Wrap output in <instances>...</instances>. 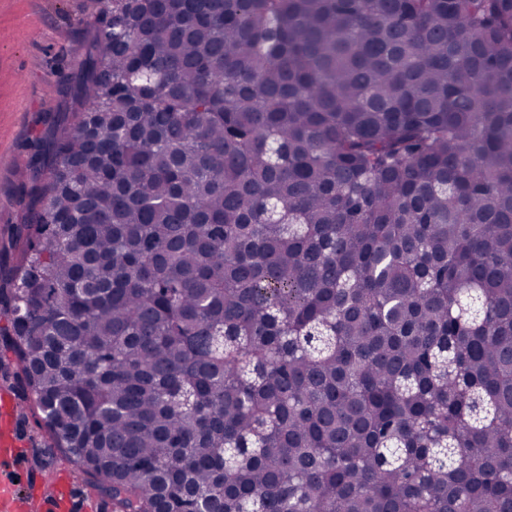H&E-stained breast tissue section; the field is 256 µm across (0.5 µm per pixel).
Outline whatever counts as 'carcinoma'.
<instances>
[{"label":"carcinoma","mask_w":512,"mask_h":512,"mask_svg":"<svg viewBox=\"0 0 512 512\" xmlns=\"http://www.w3.org/2000/svg\"><path fill=\"white\" fill-rule=\"evenodd\" d=\"M0 377L112 512H512V0H103Z\"/></svg>","instance_id":"1"}]
</instances>
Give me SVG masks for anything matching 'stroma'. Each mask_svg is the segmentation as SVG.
<instances>
[{"label":"stroma","instance_id":"obj_1","mask_svg":"<svg viewBox=\"0 0 512 512\" xmlns=\"http://www.w3.org/2000/svg\"><path fill=\"white\" fill-rule=\"evenodd\" d=\"M99 10L98 0H0V240L25 222L39 186L35 159L78 107L74 86ZM14 427L23 438V490L50 474L82 488L33 415L18 413Z\"/></svg>","mask_w":512,"mask_h":512}]
</instances>
